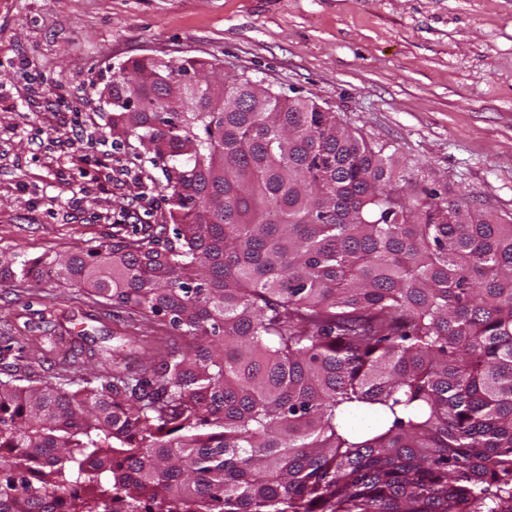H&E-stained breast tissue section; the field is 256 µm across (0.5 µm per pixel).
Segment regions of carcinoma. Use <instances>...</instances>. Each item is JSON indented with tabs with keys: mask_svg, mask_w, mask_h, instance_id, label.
I'll return each instance as SVG.
<instances>
[{
	"mask_svg": "<svg viewBox=\"0 0 512 512\" xmlns=\"http://www.w3.org/2000/svg\"><path fill=\"white\" fill-rule=\"evenodd\" d=\"M200 68L110 82L171 224L60 260L172 333L135 371L0 380V512H512V224L307 97L165 100Z\"/></svg>",
	"mask_w": 512,
	"mask_h": 512,
	"instance_id": "carcinoma-1",
	"label": "carcinoma"
}]
</instances>
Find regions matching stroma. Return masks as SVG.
Masks as SVG:
<instances>
[{"label":"stroma","instance_id":"stroma-1","mask_svg":"<svg viewBox=\"0 0 512 512\" xmlns=\"http://www.w3.org/2000/svg\"><path fill=\"white\" fill-rule=\"evenodd\" d=\"M143 57L222 64L337 112L414 180L512 218V0H0V345L36 382L162 336L145 318L6 259L81 253L165 223V179L114 137L103 91Z\"/></svg>","mask_w":512,"mask_h":512}]
</instances>
